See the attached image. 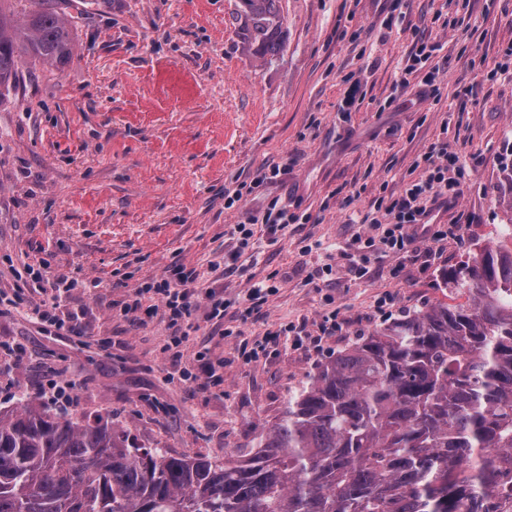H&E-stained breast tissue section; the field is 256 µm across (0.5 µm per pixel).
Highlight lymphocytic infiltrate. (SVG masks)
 <instances>
[{"label":"lymphocytic infiltrate","mask_w":512,"mask_h":512,"mask_svg":"<svg viewBox=\"0 0 512 512\" xmlns=\"http://www.w3.org/2000/svg\"><path fill=\"white\" fill-rule=\"evenodd\" d=\"M422 174L418 180L407 183L399 193L391 195L381 217L361 221L358 231L339 252L342 262L337 274L365 276L366 251L403 259L431 257L443 249L448 241V227L430 221L432 206L458 196L457 172L462 166L457 154L448 150L447 143H432L422 156ZM426 241V248H418V241ZM200 274L196 267L175 265L161 278L150 280L135 288L116 306L121 314L137 312L142 307L162 312L166 327L163 351L171 362H179L182 348L189 337L190 318L202 312L205 320L223 318L228 303L223 291L211 287L199 290ZM98 288L95 279L77 281L70 273H49L47 264L26 265L24 276L18 277L13 293L0 291V307L22 303L28 317L40 330L79 335L78 319L68 311L67 300L77 285Z\"/></svg>","instance_id":"1"}]
</instances>
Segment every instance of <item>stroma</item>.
<instances>
[{"instance_id": "35a3bbf8", "label": "stroma", "mask_w": 512, "mask_h": 512, "mask_svg": "<svg viewBox=\"0 0 512 512\" xmlns=\"http://www.w3.org/2000/svg\"><path fill=\"white\" fill-rule=\"evenodd\" d=\"M390 2L279 0L288 40L261 58L242 40L240 0H56L74 25L71 58H22L0 100V263L42 260L101 286L71 292L79 336L40 331L16 311L0 316V343L20 352L0 375V408L25 396L54 415L127 427L147 448L222 460L271 426L318 362L443 300L442 270L512 222V74L496 72L512 44V0H458L451 12L445 0H411L389 29ZM420 40L436 47L432 97L394 88ZM478 71L487 80L476 97L460 96ZM353 84L357 100L341 111ZM441 137L465 173L459 197L434 215L447 225L469 216L459 240L398 280L395 258L378 253L365 277H316L357 230L348 209L367 212L417 178L416 162ZM264 166L281 173L225 208V193ZM275 199L307 223L261 239L233 269H211L236 247L230 226ZM177 263L198 267L201 287L222 286L229 304L223 319L191 331L178 366L161 350L163 316L134 321L111 309ZM261 281L277 292L253 311L249 291ZM388 293L394 306L382 303ZM332 311L351 327L320 350L283 334L302 323L316 331ZM259 347L264 355L247 361ZM204 350L224 379L206 390L179 375ZM52 366L73 382L72 398L42 397Z\"/></svg>"}]
</instances>
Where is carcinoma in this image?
<instances>
[{"label": "carcinoma", "mask_w": 512, "mask_h": 512, "mask_svg": "<svg viewBox=\"0 0 512 512\" xmlns=\"http://www.w3.org/2000/svg\"><path fill=\"white\" fill-rule=\"evenodd\" d=\"M0 8V99L17 51L63 64L54 0ZM253 53L285 44L278 0H240ZM442 272L453 303L408 311L317 365L250 449L145 448L102 419L0 411V512H503L512 506V225Z\"/></svg>", "instance_id": "obj_1"}]
</instances>
